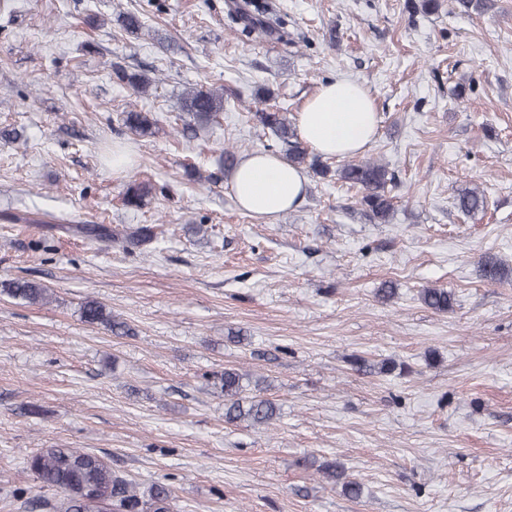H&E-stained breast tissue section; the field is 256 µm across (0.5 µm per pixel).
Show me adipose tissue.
<instances>
[{
	"label": "adipose tissue",
	"instance_id": "1",
	"mask_svg": "<svg viewBox=\"0 0 512 512\" xmlns=\"http://www.w3.org/2000/svg\"><path fill=\"white\" fill-rule=\"evenodd\" d=\"M296 120L299 138L325 158L360 154L377 132L373 97L363 84L345 77L322 83ZM308 184L305 169L261 149L241 155L228 182L239 209L269 223L295 209Z\"/></svg>",
	"mask_w": 512,
	"mask_h": 512
}]
</instances>
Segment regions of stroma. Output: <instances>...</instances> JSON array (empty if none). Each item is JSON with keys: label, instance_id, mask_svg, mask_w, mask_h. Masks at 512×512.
I'll return each instance as SVG.
<instances>
[{"label": "stroma", "instance_id": "obj_1", "mask_svg": "<svg viewBox=\"0 0 512 512\" xmlns=\"http://www.w3.org/2000/svg\"><path fill=\"white\" fill-rule=\"evenodd\" d=\"M274 2L287 35H241L236 0H0V282L51 294L0 295V512L57 497L29 467L51 447L94 453L141 491L166 485L170 512H512V0L428 15L410 0ZM118 68L152 89L134 94ZM339 76L375 99L363 157L395 173L390 223L334 173L276 223L243 213L222 150L282 152L252 110L296 113ZM194 85L231 96L189 139ZM132 109L157 117L152 135L123 128ZM116 143L152 186L140 207L105 156ZM472 184L487 204L466 215L456 195ZM142 225L154 239L127 248ZM424 287L452 308L424 306ZM89 299L132 335L84 321ZM355 356L397 368L362 372ZM228 367L266 379L275 426L225 421L212 383ZM320 461L361 496L322 483ZM0 287V294L29 303L45 301L49 296L48 288L25 279L9 280L0 283ZM420 300L435 312L445 313L452 307L453 295L444 288H423ZM319 469L322 473V477L327 484L335 485L336 482L343 480L342 491L350 498H358L361 493V485L357 481H353L347 478L345 471L341 465L334 463H326Z\"/></svg>", "mask_w": 512, "mask_h": 512}]
</instances>
